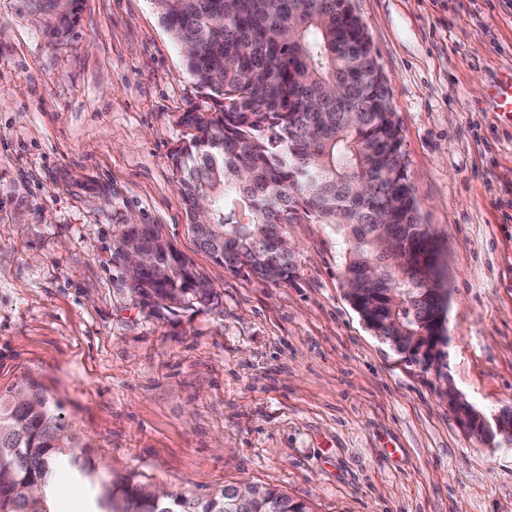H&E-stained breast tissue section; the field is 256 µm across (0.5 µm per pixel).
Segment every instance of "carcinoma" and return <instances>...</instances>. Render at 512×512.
Returning a JSON list of instances; mask_svg holds the SVG:
<instances>
[{
	"instance_id": "cac0c4a2",
	"label": "carcinoma",
	"mask_w": 512,
	"mask_h": 512,
	"mask_svg": "<svg viewBox=\"0 0 512 512\" xmlns=\"http://www.w3.org/2000/svg\"><path fill=\"white\" fill-rule=\"evenodd\" d=\"M59 30L76 22L79 0H37ZM180 45L202 102L176 116L184 134L170 160L198 247L234 274L278 285L294 277L288 225L330 224L345 245V271L376 265L383 287L356 303L378 310V340L417 347L447 340L448 310L419 286L439 275L433 238L420 224L376 57L350 0H154ZM355 68L360 83L328 92ZM398 234L373 233L380 214ZM113 259L129 243L149 263L133 290L169 308L203 303L210 284L156 224H120ZM60 407L32 383L0 389V512H52L45 489L69 468L90 485L97 512H224L234 487L206 497L160 498L128 477L114 483L74 452ZM253 512H308L273 488L257 487Z\"/></svg>"
}]
</instances>
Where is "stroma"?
Returning a JSON list of instances; mask_svg holds the SVG:
<instances>
[{"label": "stroma", "mask_w": 512, "mask_h": 512, "mask_svg": "<svg viewBox=\"0 0 512 512\" xmlns=\"http://www.w3.org/2000/svg\"><path fill=\"white\" fill-rule=\"evenodd\" d=\"M350 4L451 293L440 364L367 329L329 225H289L283 286L197 247L170 151L199 93L153 0H79L62 35L36 0H0V388L37 383L115 479L266 485L309 512H512V446L447 395L512 408V120L488 99L512 0ZM122 224L160 225L211 301L141 300L112 261ZM448 402L459 422L480 440L494 441L499 437L502 443L512 444V416L507 417L499 411L489 419L451 391H448Z\"/></svg>", "instance_id": "obj_1"}]
</instances>
